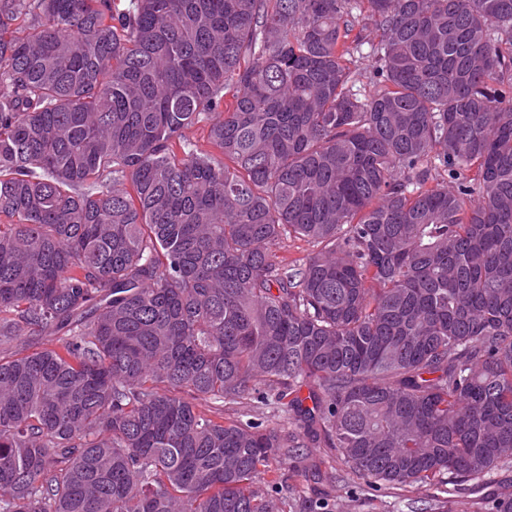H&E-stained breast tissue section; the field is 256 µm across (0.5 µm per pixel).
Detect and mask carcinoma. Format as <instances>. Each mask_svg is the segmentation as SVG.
Listing matches in <instances>:
<instances>
[{
  "instance_id": "carcinoma-1",
  "label": "carcinoma",
  "mask_w": 512,
  "mask_h": 512,
  "mask_svg": "<svg viewBox=\"0 0 512 512\" xmlns=\"http://www.w3.org/2000/svg\"><path fill=\"white\" fill-rule=\"evenodd\" d=\"M3 348L0 512H296L311 448L447 512L512 464V0H0Z\"/></svg>"
}]
</instances>
